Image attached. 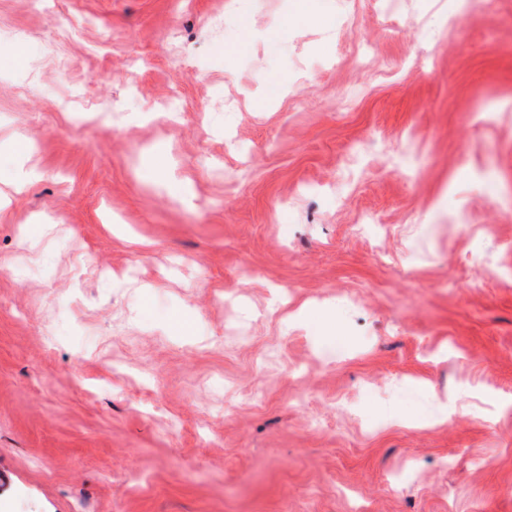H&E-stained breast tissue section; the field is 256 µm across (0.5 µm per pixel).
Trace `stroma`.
Instances as JSON below:
<instances>
[{
  "mask_svg": "<svg viewBox=\"0 0 512 512\" xmlns=\"http://www.w3.org/2000/svg\"><path fill=\"white\" fill-rule=\"evenodd\" d=\"M1 47L0 512H512V0H0Z\"/></svg>",
  "mask_w": 512,
  "mask_h": 512,
  "instance_id": "stroma-1",
  "label": "stroma"
}]
</instances>
